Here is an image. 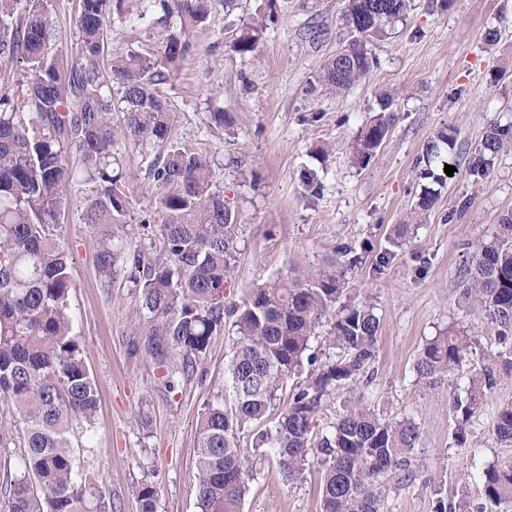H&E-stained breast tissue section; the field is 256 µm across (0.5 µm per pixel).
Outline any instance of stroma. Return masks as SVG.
Wrapping results in <instances>:
<instances>
[{
  "mask_svg": "<svg viewBox=\"0 0 512 512\" xmlns=\"http://www.w3.org/2000/svg\"><path fill=\"white\" fill-rule=\"evenodd\" d=\"M342 8V0H238L229 16L216 8L162 87L172 135L210 160L238 216L236 272L226 302L241 303L255 283L287 273L294 263L319 265L338 245L371 244L348 274L347 298L376 307V360L369 379L337 390L325 419L335 421L344 401L360 394L387 418L417 424L413 472L386 481L381 512H433L437 497L455 500L464 468L477 506L482 469L512 464V447L498 446L492 435L500 404L512 401V380L494 389L460 448L450 400L463 393L465 375H451L442 389L425 394L415 384L414 364L424 344L454 324L482 341L470 361H482L495 347L483 316L460 302L459 283L475 242L512 210V151L496 156L484 176L466 171L490 125L512 123V0H454L445 10L415 0L392 35L374 44L376 64L365 79L340 95L312 91L325 61L346 38ZM49 9L52 51L66 75L80 0H49ZM259 13L267 28L257 51L232 52L235 35ZM491 29L501 35L494 45L485 39ZM165 35L161 26L147 31L114 23L104 32L102 72H110L113 55L130 49L162 54ZM383 93L392 97L395 120L369 165L356 168L350 146L379 113ZM217 106L231 114V127L211 122ZM445 126L455 130L461 169L447 179L426 223L376 271L393 225L417 200V161ZM154 154L151 148H118L128 196L123 242L148 263L163 255L156 224L160 190L146 176ZM305 169L318 170L319 196L304 194ZM87 192L84 184L69 188L59 216L74 258V333L99 392L95 426L73 424L74 478L105 491L114 512H139L134 490L144 483L158 491L157 512H199L195 425L206 403L233 400L226 371L233 336H214L205 355L190 363L172 350L162 367L133 353L132 343L151 318L128 268L108 280L99 274L94 232L80 220ZM321 479L315 462L293 485L275 468L262 467L242 512H320Z\"/></svg>",
  "mask_w": 512,
  "mask_h": 512,
  "instance_id": "1",
  "label": "stroma"
}]
</instances>
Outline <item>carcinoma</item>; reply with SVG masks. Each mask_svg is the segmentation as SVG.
I'll list each match as a JSON object with an SVG mask.
<instances>
[{"label":"carcinoma","mask_w":512,"mask_h":512,"mask_svg":"<svg viewBox=\"0 0 512 512\" xmlns=\"http://www.w3.org/2000/svg\"><path fill=\"white\" fill-rule=\"evenodd\" d=\"M164 17H176L160 57L130 51L113 59L111 75L99 67L104 29L126 19L125 0H81L76 18L75 61L62 83L51 53L48 0H0V62H22L24 80L0 83V402L24 424L22 436L0 425V448L18 443L23 475L5 492L7 512H112L99 488L74 481L72 421L93 425L99 398L73 334L67 303L74 282L72 255L56 233L58 204L74 171L67 151L77 153L84 182L92 185L82 214L96 234L97 268L106 279L116 267L139 270L143 258L119 236L127 215L125 193L114 174L119 142L150 145L157 153L147 176L160 189V233L167 261L156 262L134 284L153 329L135 352L153 358L172 347L190 360L204 355L212 338L234 330L227 372L232 405L204 406L196 423V497L200 512H242L258 461L275 463L288 481L304 477L309 462L323 470L321 512H380L384 482L410 476L419 439L411 419L392 421L364 398L343 403L334 423L320 430L336 389L366 373L376 358L380 318L369 301L340 304L348 271L362 256L349 245L317 267L294 265L284 276L257 284L239 305L228 304L239 224L213 180L209 160L176 142L171 115L159 86L192 48L191 37L212 10L234 11L237 0H152ZM345 44L323 65L321 87L334 94L351 88L376 63L370 45L385 40L412 8L411 0H344ZM265 28L260 16L231 43L246 55L256 50ZM124 114L112 125V111ZM392 117L380 114L362 128L351 159L365 168L385 140ZM454 136L437 132L426 147L420 178L443 182L435 168L457 166L446 148ZM512 149V126L493 125L469 169L483 173L500 153ZM308 196L321 187L317 171L306 170ZM439 193L422 185L407 219L393 227L398 246L433 209ZM462 297L479 308L498 350L469 371L465 396L451 403L457 421L454 441L468 443L467 424L503 378H512V211L501 216L491 239L477 244L460 282ZM326 351L312 340L329 314ZM479 341L452 326L429 340L415 365L425 392L441 388ZM307 372L289 393L288 404L271 418L288 378ZM512 447V403L500 407L492 430ZM251 449L241 445V436ZM470 474H460L455 503L439 497L435 512H472L466 494ZM484 503L478 512H512V464L489 466L481 476ZM140 512H156L157 489H135Z\"/></svg>","instance_id":"obj_1"}]
</instances>
